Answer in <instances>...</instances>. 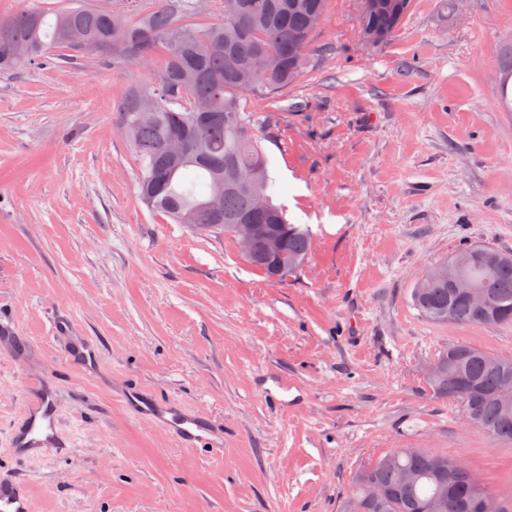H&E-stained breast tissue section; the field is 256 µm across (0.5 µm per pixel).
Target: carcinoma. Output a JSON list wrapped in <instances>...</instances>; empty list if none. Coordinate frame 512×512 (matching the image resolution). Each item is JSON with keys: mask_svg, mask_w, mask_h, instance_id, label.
Listing matches in <instances>:
<instances>
[{"mask_svg": "<svg viewBox=\"0 0 512 512\" xmlns=\"http://www.w3.org/2000/svg\"><path fill=\"white\" fill-rule=\"evenodd\" d=\"M329 0H220L224 20L200 29L182 24L180 0H156L154 10L131 22L107 7L69 0L46 12L26 8L0 18V72L34 63L50 49L78 57L94 45L111 48L112 58L142 64L160 55L162 66L148 85L129 89L119 114L121 133L141 162L140 196L147 208L200 233H212L217 221L209 207L215 184H224L221 217L224 233L233 224H262L281 241L288 274L298 272L311 250L308 229L288 222L273 202V179L259 144L252 99L275 97L310 69L312 41L326 16ZM411 8V0H382L380 8L359 15L365 45L391 38ZM258 55L268 67L252 68ZM184 138L189 150L174 158L167 143ZM253 173L254 184L238 173ZM464 256L459 270L484 292L487 308H478L451 287L448 277L425 272L411 291L413 306L433 322L486 327L512 322V253L485 245H467L442 262ZM488 353L471 345L448 346L430 365L427 382L434 395L459 403L470 425L512 443V358L487 361ZM446 455L434 450L396 448L357 468L342 512H424L436 497L457 500L460 512H472V487L479 484L466 469L438 467ZM403 471L416 481L405 486Z\"/></svg>", "mask_w": 512, "mask_h": 512, "instance_id": "cac0c4a2", "label": "carcinoma"}]
</instances>
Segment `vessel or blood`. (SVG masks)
<instances>
[{"label":"vessel or blood","mask_w":512,"mask_h":512,"mask_svg":"<svg viewBox=\"0 0 512 512\" xmlns=\"http://www.w3.org/2000/svg\"><path fill=\"white\" fill-rule=\"evenodd\" d=\"M124 401L130 414L146 418L171 432L181 443L198 446L210 443V433L199 417L179 412L163 401L132 389ZM8 447L12 454L26 459L61 457L70 451L62 440L57 406L50 387L28 393L21 422L11 428ZM0 512H31L27 486L13 478L0 477Z\"/></svg>","instance_id":"vessel-or-blood-1"}]
</instances>
